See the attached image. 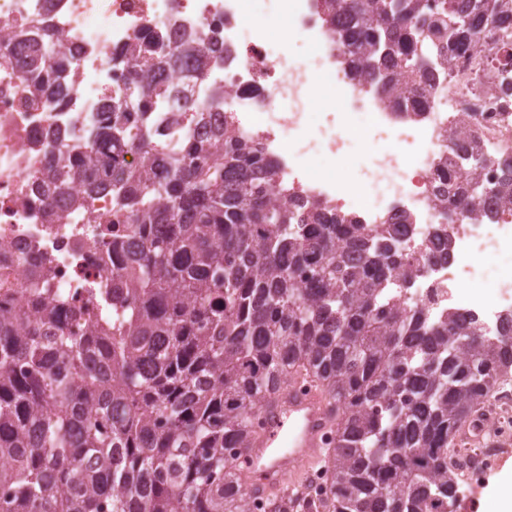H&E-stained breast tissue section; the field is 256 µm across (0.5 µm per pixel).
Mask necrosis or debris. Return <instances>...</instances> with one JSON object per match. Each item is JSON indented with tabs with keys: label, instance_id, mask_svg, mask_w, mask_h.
Masks as SVG:
<instances>
[{
	"label": "necrosis or debris",
	"instance_id": "obj_1",
	"mask_svg": "<svg viewBox=\"0 0 512 512\" xmlns=\"http://www.w3.org/2000/svg\"><path fill=\"white\" fill-rule=\"evenodd\" d=\"M243 4L244 0H0V45L12 49L38 40L58 47L52 63L70 89L65 99L37 100L17 70L0 66V305L28 300L32 274L41 269L77 309L89 306L93 288L111 285V231L124 221L113 212L111 196L102 193L81 207L61 204L52 210L36 194L34 184L56 160L53 132H61L69 153L81 151L85 132L104 117V96L129 79V68L122 62L126 47L149 26L169 40L188 34L223 47V58L212 62L205 79L195 82V98L206 100L213 88H220L224 105L209 113L211 124L223 126L225 115H232L247 136L263 143L278 162L281 176L291 178L311 199L350 212L367 224L403 213L428 214V222L413 224L407 237L406 257L418 275L403 289L405 301L424 306L430 320L453 312L496 333L501 318L512 313V285L490 297L475 284L485 276L486 255L512 250V205L499 206L490 220L449 224L440 219L433 186L448 164L442 147L453 122L472 125L491 155L512 153V109L500 105V91L512 83V73L496 75L490 89L475 96L471 80L489 66L486 48L438 64L427 111L408 121L415 129L413 139L396 144L375 161L377 168L390 172L397 191L378 205L331 181L305 177L304 146L323 142L335 148L336 115L328 113L321 125L307 122L301 93L306 66L274 46L263 22L246 23ZM283 16L314 50L331 98L351 112L367 113L374 125L399 123L398 114L382 103L376 82L350 74L343 56L330 44L313 0H290ZM282 102L288 103V110L275 112V105ZM435 234L450 241L449 259L429 260L416 249V242ZM510 456L512 378L501 376L459 435L453 459L462 476L457 512H473L484 477Z\"/></svg>",
	"mask_w": 512,
	"mask_h": 512
}]
</instances>
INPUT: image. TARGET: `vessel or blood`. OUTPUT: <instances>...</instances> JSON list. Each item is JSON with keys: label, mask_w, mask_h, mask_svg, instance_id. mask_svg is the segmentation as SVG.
<instances>
[{"label": "vessel or blood", "mask_w": 512, "mask_h": 512, "mask_svg": "<svg viewBox=\"0 0 512 512\" xmlns=\"http://www.w3.org/2000/svg\"><path fill=\"white\" fill-rule=\"evenodd\" d=\"M339 413L325 393L311 384L288 380L269 389L262 426L240 448L236 468L247 475V492L288 508V492L304 479L332 447Z\"/></svg>", "instance_id": "1"}]
</instances>
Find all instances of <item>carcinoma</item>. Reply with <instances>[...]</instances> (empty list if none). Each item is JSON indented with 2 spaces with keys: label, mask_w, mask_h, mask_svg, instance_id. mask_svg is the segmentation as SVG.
I'll return each instance as SVG.
<instances>
[{
  "label": "carcinoma",
  "mask_w": 512,
  "mask_h": 512,
  "mask_svg": "<svg viewBox=\"0 0 512 512\" xmlns=\"http://www.w3.org/2000/svg\"><path fill=\"white\" fill-rule=\"evenodd\" d=\"M355 77L387 91L406 81L421 98L435 59L485 39L512 68V0H317ZM213 45L163 46L151 29L126 55L131 77L106 98L88 153L62 154L37 184L50 203L81 206L112 192V293L76 314L48 273L30 297L50 307L35 321L0 308V499L3 512H245L250 495L235 449L277 375L324 389L337 405L327 450V493L313 512H448L458 476L455 434L495 374L512 373V314L492 338L470 319L430 321L400 302L415 270L404 253L408 218L364 224L288 191L275 160L232 124L195 140L178 123L153 138L142 105L169 99L206 126L192 97L170 82L202 77ZM53 50L32 43L1 56L39 96L55 95ZM145 116L136 129L128 113ZM146 155L162 174L127 165ZM461 166L435 186L445 213L474 223L485 202L512 204V156H490L466 126L448 130ZM498 166L497 182L482 171Z\"/></svg>",
  "instance_id": "1"
}]
</instances>
